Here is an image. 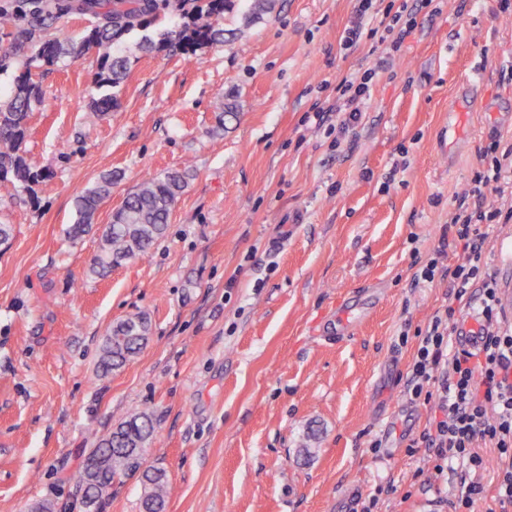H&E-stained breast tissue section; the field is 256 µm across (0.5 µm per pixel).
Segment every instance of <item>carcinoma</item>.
Returning <instances> with one entry per match:
<instances>
[{
	"instance_id": "cac0c4a2",
	"label": "carcinoma",
	"mask_w": 512,
	"mask_h": 512,
	"mask_svg": "<svg viewBox=\"0 0 512 512\" xmlns=\"http://www.w3.org/2000/svg\"><path fill=\"white\" fill-rule=\"evenodd\" d=\"M17 11H1L0 21L14 28L10 51L0 54V69L7 67L12 57H24L37 49L36 59L45 66H53L62 58L76 60L86 50H98V81L112 87L119 86L127 74L128 59L119 47L124 38L134 32L145 36L139 43L141 50L153 53L177 49L186 55L224 42L221 20L239 0H20ZM246 21L263 19L274 10L276 0H247ZM169 9L178 18L170 28L147 35L156 25L160 11ZM78 11L97 18V25L86 30L78 39L55 38L42 40L41 33L59 15ZM40 82L33 79L30 70L16 77L9 98L0 99V184L27 183L38 178L30 171L20 154L24 142L27 119L33 106L42 100ZM112 174L102 177L95 186L76 198L74 223L69 235L79 238L85 234L94 215L108 195ZM185 188L183 175L177 172L162 178L145 179L130 193L122 206L112 214V222L103 234V244L92 272L102 276L112 266L126 260L146 256L164 237L171 212ZM150 332L148 318L143 314L128 316L112 325L104 337L97 361V369L107 375L124 367L146 344ZM154 425L151 416L140 412L121 422L92 451V460L98 462L95 474L83 471L77 477V486L94 497L95 508L105 492L112 487L114 477L131 471L132 457L144 459L145 443L152 437ZM144 512H164L168 495L166 473L160 469H146L143 479Z\"/></svg>"
}]
</instances>
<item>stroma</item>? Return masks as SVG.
I'll return each mask as SVG.
<instances>
[{
	"mask_svg": "<svg viewBox=\"0 0 512 512\" xmlns=\"http://www.w3.org/2000/svg\"><path fill=\"white\" fill-rule=\"evenodd\" d=\"M358 5L278 0L249 25L240 2L223 43L193 57L144 53L130 34L114 89L93 49L45 73L22 144L40 178L0 187V512H83L73 474L144 410L145 464L173 488L165 512H357L372 496L376 512H449L464 467L420 443L431 410L407 382L432 316L451 305L462 320L480 299L415 275L464 260L456 199L485 147H512V10L375 0L412 25L396 52L366 34L343 46ZM389 54L358 137L339 135L337 85ZM229 93L239 112L221 127ZM174 170L187 178L165 238L91 274L113 212ZM110 172L92 228L70 239L76 198ZM481 269L512 326V220L491 227ZM348 299L370 311L340 336ZM137 312L146 345L97 376L108 330ZM142 494L119 476L100 512H142Z\"/></svg>",
	"mask_w": 512,
	"mask_h": 512,
	"instance_id": "obj_1",
	"label": "stroma"
}]
</instances>
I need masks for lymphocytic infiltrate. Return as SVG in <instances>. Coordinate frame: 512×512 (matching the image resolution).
Masks as SVG:
<instances>
[{"label": "lymphocytic infiltrate", "mask_w": 512, "mask_h": 512, "mask_svg": "<svg viewBox=\"0 0 512 512\" xmlns=\"http://www.w3.org/2000/svg\"><path fill=\"white\" fill-rule=\"evenodd\" d=\"M399 15L377 13L373 0H361L357 20L344 37L345 43L359 39L362 31L381 35L393 48H400L405 33L398 30ZM374 70L362 76L342 78L337 86L336 111L345 113L340 130L353 134L361 119L362 107L370 97ZM512 179V165L492 157L487 166L475 172L473 186L457 198V211L451 222L456 239L466 253L464 262L451 268L427 264L421 271L423 280L435 275L448 278L455 299H463L469 288H482L478 311L482 345L477 352H449L451 331L448 319L453 309L435 315L421 339L412 368L409 392L414 399L431 405L434 416L421 436L426 447L435 449L440 460H463L470 468L481 469L484 460L477 445L496 449L502 461L498 474L497 500L512 504V332L502 331V310L496 283L480 275L479 262L489 228L500 218L512 220V211L490 206L486 188L501 189Z\"/></svg>", "instance_id": "obj_1"}]
</instances>
